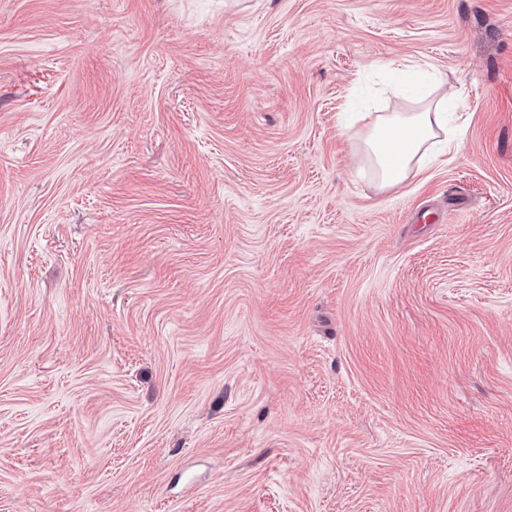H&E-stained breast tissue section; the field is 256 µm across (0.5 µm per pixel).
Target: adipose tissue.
Segmentation results:
<instances>
[{"label": "adipose tissue", "instance_id": "1", "mask_svg": "<svg viewBox=\"0 0 512 512\" xmlns=\"http://www.w3.org/2000/svg\"><path fill=\"white\" fill-rule=\"evenodd\" d=\"M456 103L433 92L423 97L414 112H385L371 122L363 140V157L377 173L381 188L403 184L415 164L438 137Z\"/></svg>", "mask_w": 512, "mask_h": 512}]
</instances>
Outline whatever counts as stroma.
I'll list each match as a JSON object with an SVG mask.
<instances>
[{
    "label": "stroma",
    "instance_id": "1",
    "mask_svg": "<svg viewBox=\"0 0 512 512\" xmlns=\"http://www.w3.org/2000/svg\"><path fill=\"white\" fill-rule=\"evenodd\" d=\"M0 512H512V0H0ZM421 107L414 112H385L371 122L363 140V157L377 173L383 189L403 184L415 172V163L439 136L448 113L459 106L448 101L447 95L436 91L418 101ZM401 136L397 153L389 149L393 136Z\"/></svg>",
    "mask_w": 512,
    "mask_h": 512
}]
</instances>
